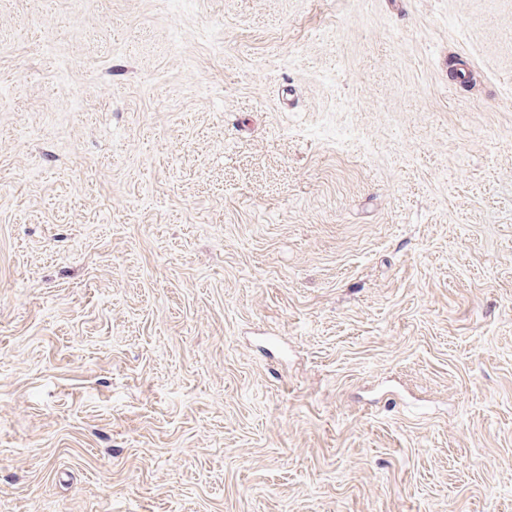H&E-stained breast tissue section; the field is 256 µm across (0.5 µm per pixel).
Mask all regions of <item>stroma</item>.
<instances>
[{"mask_svg":"<svg viewBox=\"0 0 512 512\" xmlns=\"http://www.w3.org/2000/svg\"><path fill=\"white\" fill-rule=\"evenodd\" d=\"M0 512H512V0H0Z\"/></svg>","mask_w":512,"mask_h":512,"instance_id":"stroma-1","label":"stroma"}]
</instances>
